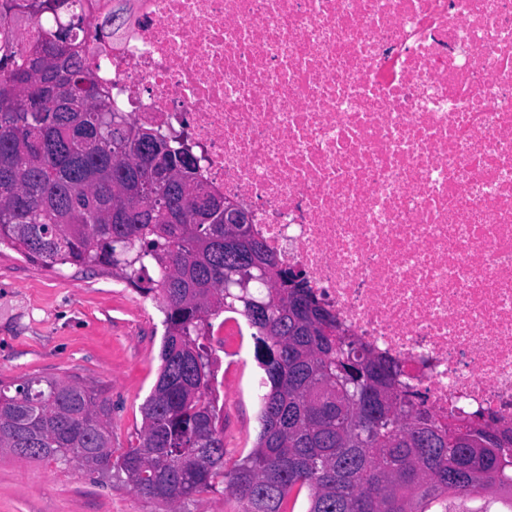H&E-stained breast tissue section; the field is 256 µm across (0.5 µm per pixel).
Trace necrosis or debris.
<instances>
[{"label":"necrosis or debris","instance_id":"4bbe7bcc","mask_svg":"<svg viewBox=\"0 0 512 512\" xmlns=\"http://www.w3.org/2000/svg\"><path fill=\"white\" fill-rule=\"evenodd\" d=\"M112 106L188 132L343 330L512 426V0H81Z\"/></svg>","mask_w":512,"mask_h":512}]
</instances>
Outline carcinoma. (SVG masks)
<instances>
[{"label":"carcinoma","instance_id":"cac0c4a2","mask_svg":"<svg viewBox=\"0 0 512 512\" xmlns=\"http://www.w3.org/2000/svg\"><path fill=\"white\" fill-rule=\"evenodd\" d=\"M77 0H0V22L25 15L40 35L0 53V246L45 266L110 267L161 300L156 384L142 404L138 445L112 448V403L77 380L0 383V452L105 472L179 512L222 483L238 512H448V497L512 489V427L477 413L440 420L402 384L401 364L339 326L303 275H293L248 225L235 247L258 267L248 288L224 287V215L182 143L112 108L83 56ZM126 0L98 27L125 24ZM152 264L155 275L147 274ZM229 313L255 340L260 430L232 467L212 398L203 339ZM469 437L487 444L485 473L448 484Z\"/></svg>","mask_w":512,"mask_h":512}]
</instances>
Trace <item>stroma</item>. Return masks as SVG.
Wrapping results in <instances>:
<instances>
[{
    "instance_id": "obj_1",
    "label": "stroma",
    "mask_w": 512,
    "mask_h": 512,
    "mask_svg": "<svg viewBox=\"0 0 512 512\" xmlns=\"http://www.w3.org/2000/svg\"><path fill=\"white\" fill-rule=\"evenodd\" d=\"M158 301L108 269L51 268L0 248V382L37 374L99 385L112 401V445L138 442L141 406L160 368ZM227 459L246 456L259 431L251 385L260 370L250 334L207 337ZM0 512H168L120 480L0 453Z\"/></svg>"
}]
</instances>
